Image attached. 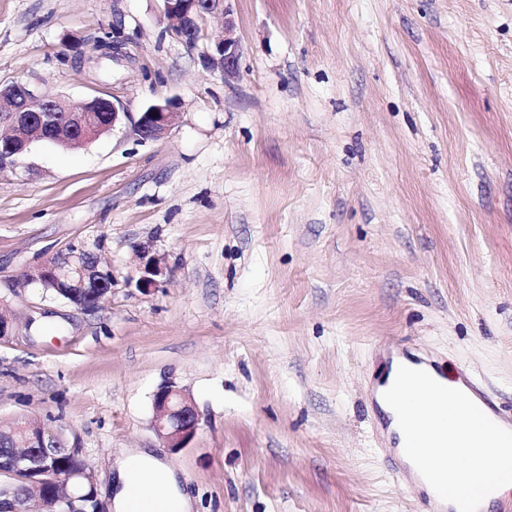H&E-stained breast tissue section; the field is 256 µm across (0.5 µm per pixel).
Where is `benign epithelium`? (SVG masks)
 <instances>
[{
	"instance_id": "7a95c632",
	"label": "benign epithelium",
	"mask_w": 512,
	"mask_h": 512,
	"mask_svg": "<svg viewBox=\"0 0 512 512\" xmlns=\"http://www.w3.org/2000/svg\"><path fill=\"white\" fill-rule=\"evenodd\" d=\"M232 0H163V15L167 23L166 32L180 31V39L191 44L200 31V21L206 16L220 17L224 21L223 30L211 41L203 55L206 68L220 72L224 79L239 77L242 47L235 36V21L231 6ZM64 112L68 122L56 121V113ZM89 112H110L112 122L109 130H115L129 113L123 107L103 98H94L82 105L73 106L60 96L38 93L26 82H14L0 87V128L20 127L38 124L46 131L45 139L72 141V133L79 131V141L90 139L86 133V114ZM177 117V104L168 99L163 104H155L141 113L134 123V132L142 141L155 140L165 135ZM32 140L6 141L0 143V173L15 168L27 154ZM142 259L141 275L135 287L148 293L159 286L162 275L161 259L150 254L149 248H140ZM26 282H14V286H24L48 278H55V269L48 263L28 270ZM49 287L60 293L68 288L66 282L55 278ZM154 429L172 450L183 448L194 436L198 427V415L191 401L178 389L163 386L155 395ZM26 434L23 435L26 450L10 455L6 461L0 460V477H14L18 474H40L42 478L31 480L29 489L40 495L47 482L61 480L67 491L68 512H100L97 498L96 478L88 465L66 475L54 471V460L61 453L70 451L63 432L36 417H24ZM90 492H82V486Z\"/></svg>"
}]
</instances>
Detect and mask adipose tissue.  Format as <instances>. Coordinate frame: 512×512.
Returning <instances> with one entry per match:
<instances>
[{
  "label": "adipose tissue",
  "instance_id": "adipose-tissue-1",
  "mask_svg": "<svg viewBox=\"0 0 512 512\" xmlns=\"http://www.w3.org/2000/svg\"><path fill=\"white\" fill-rule=\"evenodd\" d=\"M383 374L374 396L387 422L394 452L415 483L431 499H439V485L454 480L459 470L476 469L490 485L479 506L489 512L494 503L512 491V477H502L489 457V440H482L471 459L461 458L458 447L467 438V408L481 401L461 381L450 379L433 366L403 355L383 360ZM147 486L162 498L170 512H194L193 499L181 488L174 468L148 449L130 448L118 459L111 484L113 512H128L131 491Z\"/></svg>",
  "mask_w": 512,
  "mask_h": 512
}]
</instances>
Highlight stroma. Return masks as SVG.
<instances>
[{"mask_svg": "<svg viewBox=\"0 0 512 512\" xmlns=\"http://www.w3.org/2000/svg\"><path fill=\"white\" fill-rule=\"evenodd\" d=\"M224 81L161 0H0V86L117 100L119 130L0 173V418H53L96 474L152 448L197 512H426L370 386L415 351L512 416V0H234ZM121 22L133 55L93 68ZM79 58L64 65L60 54ZM179 102L163 137L133 118ZM162 260L144 293L140 247ZM116 282L86 313L14 279L69 248ZM189 395L180 451L154 395ZM154 408V429L167 448H185L198 427L191 401L180 390L163 386L155 395Z\"/></svg>", "mask_w": 512, "mask_h": 512, "instance_id": "stroma-1", "label": "stroma"}]
</instances>
